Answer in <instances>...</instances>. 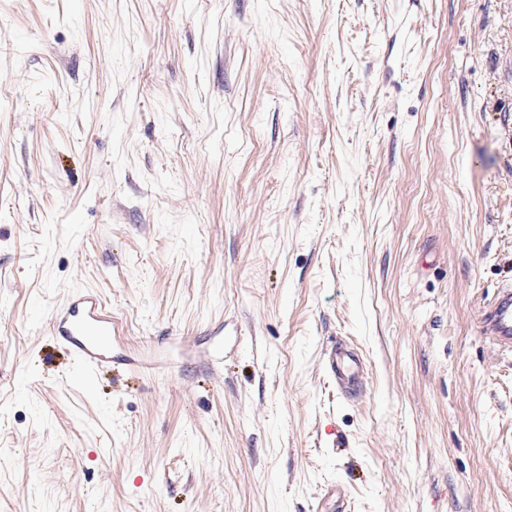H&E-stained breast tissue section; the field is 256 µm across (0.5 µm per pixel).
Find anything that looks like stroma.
I'll return each instance as SVG.
<instances>
[{"mask_svg": "<svg viewBox=\"0 0 512 512\" xmlns=\"http://www.w3.org/2000/svg\"><path fill=\"white\" fill-rule=\"evenodd\" d=\"M508 278L512 0H0V512H512ZM480 332L502 351H512V281L502 284L480 317ZM115 321L105 304L93 293L72 300L51 323V335L77 352L87 371L112 360V328ZM326 365L343 388L353 390L358 386L363 373V361L357 353L344 351L341 346L332 347Z\"/></svg>", "mask_w": 512, "mask_h": 512, "instance_id": "obj_1", "label": "stroma"}]
</instances>
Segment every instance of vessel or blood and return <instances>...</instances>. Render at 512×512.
<instances>
[{
    "mask_svg": "<svg viewBox=\"0 0 512 512\" xmlns=\"http://www.w3.org/2000/svg\"><path fill=\"white\" fill-rule=\"evenodd\" d=\"M111 312L93 293L72 300L52 323L51 333L77 352L85 370L91 371L112 359ZM480 332L501 350L512 351V281L502 284L480 317ZM326 365L343 388L358 386L363 373L361 357L340 347L331 348Z\"/></svg>",
    "mask_w": 512,
    "mask_h": 512,
    "instance_id": "b4317fda",
    "label": "vessel or blood"
}]
</instances>
